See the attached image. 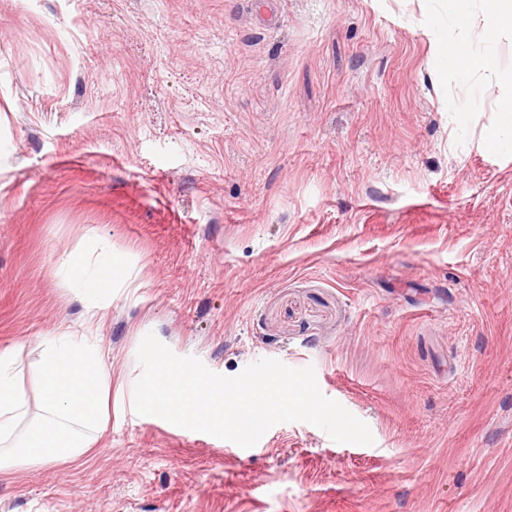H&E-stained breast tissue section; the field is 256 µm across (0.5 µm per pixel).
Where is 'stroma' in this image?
I'll return each mask as SVG.
<instances>
[{"instance_id":"obj_1","label":"stroma","mask_w":512,"mask_h":512,"mask_svg":"<svg viewBox=\"0 0 512 512\" xmlns=\"http://www.w3.org/2000/svg\"><path fill=\"white\" fill-rule=\"evenodd\" d=\"M444 0H0V351L30 408L65 333L124 400L82 464L0 472V512H512V96L434 52ZM132 285L88 321L64 257ZM314 366L374 442L244 451L134 410L137 351ZM489 124L485 127L482 145L486 150H512V98L498 103Z\"/></svg>"}]
</instances>
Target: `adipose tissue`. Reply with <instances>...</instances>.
I'll return each mask as SVG.
<instances>
[{
    "instance_id": "ef3b65f1",
    "label": "adipose tissue",
    "mask_w": 512,
    "mask_h": 512,
    "mask_svg": "<svg viewBox=\"0 0 512 512\" xmlns=\"http://www.w3.org/2000/svg\"><path fill=\"white\" fill-rule=\"evenodd\" d=\"M482 25L473 41L442 43L437 54L460 76L493 73L499 59L488 45L512 27V0H481ZM63 266L78 289L89 320H102L106 293L131 283L126 263L111 252L77 251ZM103 350L84 338L62 336L47 343L40 361L42 405L28 416L12 352L0 353V471L17 460L80 462L106 429L112 406V371Z\"/></svg>"
}]
</instances>
